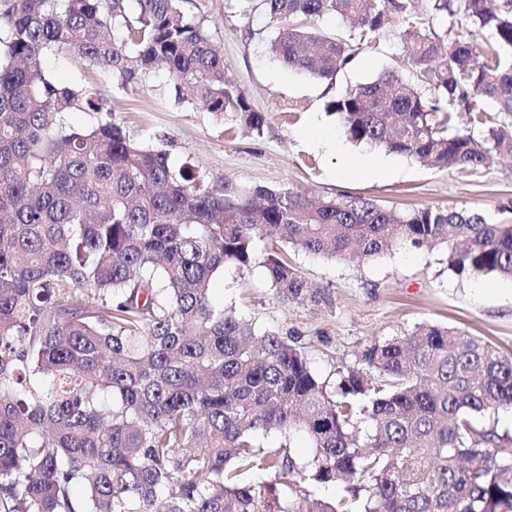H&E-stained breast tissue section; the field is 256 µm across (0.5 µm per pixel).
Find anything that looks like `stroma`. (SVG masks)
<instances>
[{"mask_svg":"<svg viewBox=\"0 0 512 512\" xmlns=\"http://www.w3.org/2000/svg\"><path fill=\"white\" fill-rule=\"evenodd\" d=\"M353 63L328 82L288 70L272 59L266 42L274 29L262 10L243 12L239 0H183L182 8L209 30L224 51L227 77L244 88L253 107L266 115L261 135H245L232 118L219 121L177 101L176 81L159 71L144 89L121 90L111 74L77 59L49 57L44 69L59 85L93 86L113 120L136 140L163 146L173 164L195 165L208 181L240 187L287 188L314 198L360 195L399 210L440 207L484 212L491 220L512 219V160L481 173L439 171L399 154H388V175L367 172L380 151L345 140L327 102L349 86L377 78L391 66L402 77L415 73L403 64L400 33L407 17L457 37L458 19L433 14L429 0H406ZM341 140L340 152L311 145L315 136ZM266 241H257L250 267L226 266L213 277L212 301L254 320L257 326L304 337L311 367L335 375L354 362L365 345L403 334L415 324L435 322L484 337L512 356V281L461 276L449 270L445 253L400 246L351 263L289 250V260L316 285L330 286L333 310L282 303L266 279Z\"/></svg>","mask_w":512,"mask_h":512,"instance_id":"35a3bbf8","label":"stroma"}]
</instances>
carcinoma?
Returning <instances> with one entry per match:
<instances>
[{
  "mask_svg": "<svg viewBox=\"0 0 512 512\" xmlns=\"http://www.w3.org/2000/svg\"><path fill=\"white\" fill-rule=\"evenodd\" d=\"M0 0V512H512V356L419 323L336 370L298 336L216 308L212 277L266 237L276 296L330 310L283 252L364 261L400 245L446 249L458 275L512 278V222L476 210H396L359 196L316 204L289 189L208 184L135 141L94 89L55 84L49 55L144 88L165 66L178 100L261 134L266 116L181 0ZM471 29L448 41L410 21L417 82L389 69L327 102L346 138L438 170L512 158V0H431ZM268 52L333 80L404 10L400 0H257ZM338 16L347 34L312 21ZM489 31L483 47L477 33ZM433 97L425 96V91ZM464 103L476 137L457 126ZM74 110L97 114L74 128ZM297 433L312 455L291 451ZM272 435L275 441L262 443ZM263 472L267 483L249 476ZM346 484L329 501L318 485Z\"/></svg>",
  "mask_w": 512,
  "mask_h": 512,
  "instance_id": "cac0c4a2",
  "label": "carcinoma"
}]
</instances>
